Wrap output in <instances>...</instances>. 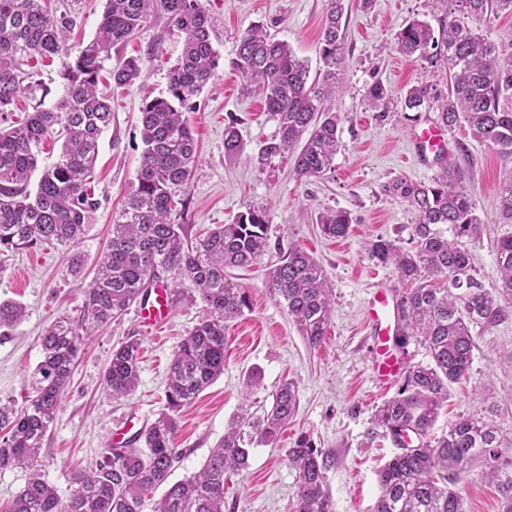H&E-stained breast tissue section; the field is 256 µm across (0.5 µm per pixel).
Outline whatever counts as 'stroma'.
Instances as JSON below:
<instances>
[{
    "mask_svg": "<svg viewBox=\"0 0 512 512\" xmlns=\"http://www.w3.org/2000/svg\"><path fill=\"white\" fill-rule=\"evenodd\" d=\"M212 25L219 64L214 77L193 100L191 125L199 146V161L184 195L187 205L174 217L189 237L233 219L250 207L269 206L270 246L247 268L231 270L248 306L226 329L224 372L196 402L177 417L176 446L181 459L171 478L180 480L200 469L225 425L241 407L245 374L257 368L262 386L252 397L250 411L262 415L283 381L298 389L297 410L276 444L252 445L249 466L225 483L224 512H293L300 479L289 467L286 450L299 434H310L318 447L333 455L327 472L334 512H371L378 494L377 470L395 447L372 415L377 405L395 395L369 368L370 338L364 310L376 280L397 286L393 267L368 257L370 240L382 236L408 245L414 215L404 200L387 195L384 185L398 177L432 182L451 170L469 194L475 213L484 223L480 240L469 243L477 279L485 288L499 284L495 245L512 235L499 210L507 168L499 155L476 141L466 126L446 131L447 154L413 161L415 124L436 123V110L411 114L404 107L406 91L421 82L435 81L429 65L400 55L396 33L420 20L439 26L445 17L434 0H344V90L336 101L339 112V149L331 172L318 178H297L290 163L273 160L260 169V147L278 135V123L262 100L244 87L233 61L241 35L260 26L285 41L294 54L320 67L318 46L327 0H203ZM53 15L73 19L68 45L78 49L95 35L104 0H47ZM181 50V40L164 13H155L129 41L113 51L99 93L112 103V125L101 139L93 187L100 205L74 250L45 244L19 253L0 255V302L26 309L24 320L0 336V399L22 398L32 392L42 359L40 336L52 322L75 316L82 292L90 282L98 257L110 238L126 194L136 182L142 142L139 109L145 98L165 92L168 71ZM129 57L143 61L141 77L130 86L113 87L108 71ZM60 58H32L27 71L33 91L22 93L0 125L24 120L30 112L53 107L62 93ZM381 81L392 91L387 117L368 107L365 89ZM235 125L243 152H224V129ZM348 211L352 224L346 237H324L317 224L320 213ZM296 244L322 265L333 292L334 308L324 341L313 348L297 331L287 309L273 297L267 270L281 250ZM81 257L83 271L71 275V254ZM179 302L167 324L143 327L136 308L102 327L89 340L74 368L58 414L40 451L41 473L60 497L70 493L73 469L99 457L112 432L129 415L149 425L165 408L167 374L172 354L183 336L204 314V305L186 279L178 280ZM473 358L461 383L451 385L448 407L436 431L447 430L462 416L490 410L495 421L512 436V312L502 321L472 329ZM135 338L141 343L138 388L112 399L103 391V378L113 349ZM449 482L460 490L463 512H499L494 485L476 472L449 471Z\"/></svg>",
    "mask_w": 512,
    "mask_h": 512,
    "instance_id": "35a3bbf8",
    "label": "stroma"
}]
</instances>
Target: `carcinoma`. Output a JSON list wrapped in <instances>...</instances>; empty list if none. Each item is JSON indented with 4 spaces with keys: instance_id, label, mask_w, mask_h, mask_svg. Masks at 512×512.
Returning a JSON list of instances; mask_svg holds the SVG:
<instances>
[{
    "instance_id": "carcinoma-1",
    "label": "carcinoma",
    "mask_w": 512,
    "mask_h": 512,
    "mask_svg": "<svg viewBox=\"0 0 512 512\" xmlns=\"http://www.w3.org/2000/svg\"><path fill=\"white\" fill-rule=\"evenodd\" d=\"M41 0H0V112L10 111L21 93L20 61L64 56L59 72L63 95L50 109L31 113L27 121L0 127V254L42 244L67 249L79 243L87 220L96 211L92 171L102 133L112 125V107L97 85L112 48L126 43L149 17L160 11L184 34L182 49L168 73L166 93L140 109L143 150L136 183L127 195L112 237L79 314L63 317L41 336L40 378L27 405L18 409L0 401V470L34 469L25 486L0 512H144L148 494L161 488L151 512H224L225 474L248 467L249 437L273 444L298 405L294 383H283L260 417L242 411L231 420L200 471L171 482L175 447V415L224 373L225 323L247 306L239 285L225 270L253 265L269 248V208L239 214L207 235L189 241L183 225L171 219L185 200L177 193L188 185L197 162L190 125L192 100L214 77L218 54L212 21L202 0H106L96 36L76 53L66 38L72 23L57 20ZM343 0H328L319 41L323 69L309 80V70L284 41L261 27L249 29L237 46L235 67L279 123V136L258 155L260 165L291 156L293 170L305 178L332 170L341 117L334 111L341 92L345 60L341 29ZM448 19L439 30L414 20L396 35L395 49L428 64L448 63L447 91L428 82L412 86L404 104L419 110L437 104L438 121L448 129L463 123L471 136L493 148L511 165L502 190L501 213L512 221V52L487 41L478 25L489 9H509L512 0H438ZM142 74V60L128 58L111 71L122 87ZM391 91L375 81L365 92L367 104L385 108ZM63 138L57 160L43 168L35 191L29 190L38 167L39 147L54 136ZM299 150H294L302 136ZM224 150L242 152L234 126L224 130ZM412 207L410 246L378 237L368 257L396 269L403 332L400 343L413 338L427 350L430 362L409 366L397 393L382 403L374 422L388 433L397 453L379 470L380 494L372 512H461L457 489L440 485L445 471L464 472L475 464L478 476L496 485L500 512H512V440L504 438L488 414L462 417L436 437L434 427L452 384L468 370L474 348L471 327L495 323L512 306V236L498 240L496 262L500 284L494 291L475 277L467 243L481 238L483 222L468 193L450 171L430 184L396 178L383 187ZM323 235L348 234L350 213L332 210L319 217ZM190 279L205 314L181 340L169 364L165 411L121 446L107 448L90 465L71 475L74 485L62 500L41 477L36 463L43 440L60 408L76 359L97 328L112 323L167 275ZM272 295L285 305L301 336L320 345L333 311L332 291L320 263L296 245L268 271ZM25 309L0 303V327L20 323ZM140 342L130 339L112 352L104 385L114 398L130 395L139 381ZM286 459L300 478L294 512H334L327 484L331 452L307 434L297 437Z\"/></svg>"
}]
</instances>
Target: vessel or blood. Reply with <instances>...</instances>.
I'll list each match as a JSON object with an SVG mask.
<instances>
[{"label": "vessel or blood", "mask_w": 512, "mask_h": 512, "mask_svg": "<svg viewBox=\"0 0 512 512\" xmlns=\"http://www.w3.org/2000/svg\"><path fill=\"white\" fill-rule=\"evenodd\" d=\"M398 299L392 288L377 284L370 296L367 320L371 336V364L373 372L383 385H391L403 373L407 363V350L396 339ZM139 316L144 326L158 327L169 316V290L156 286L149 298L139 305Z\"/></svg>", "instance_id": "obj_1"}]
</instances>
